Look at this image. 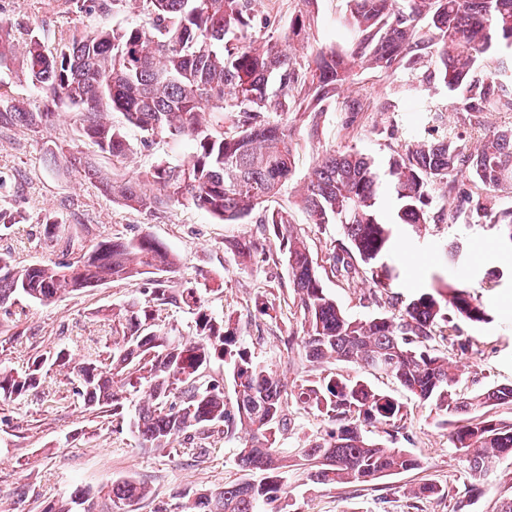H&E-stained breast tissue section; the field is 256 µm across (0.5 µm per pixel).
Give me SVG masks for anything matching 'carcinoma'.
Segmentation results:
<instances>
[{
  "label": "carcinoma",
  "instance_id": "1",
  "mask_svg": "<svg viewBox=\"0 0 512 512\" xmlns=\"http://www.w3.org/2000/svg\"><path fill=\"white\" fill-rule=\"evenodd\" d=\"M140 2L145 24L102 28L53 49L36 34L18 49L0 27V68L21 60L32 84L49 94L52 105L76 112L80 136L98 154L119 158L129 150L108 120L111 112L121 113L150 138L192 142L193 151L182 163H157L129 179L112 177L94 157L69 159L102 195L131 209L187 201L228 223L249 216L289 180L297 151L293 123H308L315 135L326 105L363 111L359 100L344 95L358 69L394 74L434 52L431 75L448 92H464L469 117L491 109L512 112V81L505 84L500 78L504 61L477 74L485 59L512 48V0H348L347 22L357 33L356 43L345 53L322 52L307 64L269 40L247 37L250 30L271 25L270 16L253 12L252 0ZM52 117L51 112L0 104V128L43 126ZM388 175L398 202L396 219L390 221L380 209L383 181L375 160L352 148L325 153L301 196L310 223L334 224L348 241L332 252L331 273L354 278L369 271L374 302L398 278L397 268L384 261L395 236L428 222L435 185L452 194V220L489 223L497 229L499 244L512 250V206L497 209L458 189L461 178L489 191L512 185V124L485 135L473 152L448 136L414 142L392 155ZM259 224L282 247L302 317L303 336L298 341L288 337L287 354L297 346L312 364L343 361L383 373L445 414L512 405V385L458 395L448 357L433 348L436 339L456 330V319L490 320L488 307L469 285L444 284L435 274V286L398 312L353 318L325 292L306 239L288 212L267 209ZM446 257L464 265L463 240L450 241ZM173 266L167 247L148 233L103 239L58 262L20 265L0 254V307L20 297L49 305L63 292L154 274L151 301L192 311L195 338L176 341L156 328L151 305L132 302L112 312L122 344L107 357L73 364L62 348L54 359L60 369L76 374L75 396L87 410L108 409L112 417H121L123 394L147 387L149 398L134 426L151 448H172L178 439L191 441L216 425L230 436L243 427L249 430L236 454L245 478L194 494L182 512H290L286 488L293 467L317 487L371 483L421 468V461L405 449L384 446L365 430L402 420V404L360 378L341 379L332 372L300 386L295 395L303 408L326 417L331 428L293 455L278 447L279 435L291 424L288 391L272 368L240 345L232 317L208 313L195 288L167 287L163 275ZM214 358L230 359L231 410L219 382L201 381ZM44 365L40 355L22 372L0 365V400L36 390ZM450 437L474 478L488 459L512 455V423L490 416L457 421ZM110 494L119 509L148 497L149 489L125 478L112 482ZM410 494L444 498L448 489L421 482ZM89 500L90 492L76 490L46 512H89Z\"/></svg>",
  "mask_w": 512,
  "mask_h": 512
}]
</instances>
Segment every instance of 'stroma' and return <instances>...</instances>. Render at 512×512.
<instances>
[{
	"mask_svg": "<svg viewBox=\"0 0 512 512\" xmlns=\"http://www.w3.org/2000/svg\"><path fill=\"white\" fill-rule=\"evenodd\" d=\"M298 8V0H255L257 14L271 15L275 24L252 30V37L273 38L280 47H291L301 61L313 59L322 50L343 52L351 46L354 34L346 22L347 0H315L305 41L292 45L288 22ZM144 21L143 10L134 0L83 12L68 9L65 0H0V24L8 26L15 41L38 33L52 47L75 34ZM0 91L29 111L44 109L45 92L31 83L20 65L0 70ZM347 93L360 99L363 112L351 114L328 105L314 139L304 123H296L293 136L298 148L292 177L267 206L288 211L292 224L307 240L326 292L348 315L365 318L380 311L370 299L369 275L350 280L332 276L329 257L343 237L335 225L310 224L301 203L300 193L312 166L327 151L353 147L372 155L384 170L405 144L443 134L460 137L462 147L470 150L486 134L511 122L512 115L485 112L478 120H468L464 111L452 109L454 97L443 83L423 79L413 70L392 75L357 70ZM112 123L130 145L125 158L100 161L115 178L159 162L182 163L192 150L184 138L146 139L121 113H113ZM78 129L74 114L63 106L52 127L0 129V212L8 220L7 226L0 227V253L23 264L47 263L61 259L64 250L76 254L104 238L150 233L176 261L168 275L172 285L198 289L213 316L234 317L242 345L256 361L275 370L288 390L332 372L340 378L363 377L373 390L403 404L399 426L378 424L369 435L407 450L421 460V469L371 485L334 488L311 486L298 473H291L288 498L293 512H454L457 494L468 489L474 501L470 512H497L501 501L512 498V458L491 459L481 477L472 478L449 440L451 425L393 378L363 374L344 362L321 366L307 362L301 354L287 357L284 341L301 335V315L279 242L263 232L260 211L227 224L186 201L149 212L108 200L65 163L67 157L94 151ZM52 221L63 224L64 235L49 242L43 226ZM454 237L464 239L470 268L481 272L495 268L502 278L492 287L474 290L489 308L490 321L459 322L457 337L437 340L434 347L447 355L458 374L459 393L512 385V255L498 247L495 227L446 219L425 224L420 234L405 235L396 254L402 275L392 291L404 305L429 287L432 275H441L447 282L465 281V270L446 267L444 262L443 246ZM248 240L255 256L245 264L231 244ZM152 288V278L146 275L65 294L49 305L22 298L9 310L0 309V364L21 371L31 357L48 360L39 394L0 402V512H43L77 488L90 491L94 512H113L110 487L114 480L127 477L143 481L150 489L149 497L130 505L129 512H154L161 504L169 512H181L187 494L242 479L236 452L245 431L230 437L218 430L206 433L195 439L191 451L145 447L131 422L147 390L127 392L125 415L114 420L81 407L73 394L76 379L50 363L62 347L80 360L110 350L112 324L104 320V313L148 301ZM261 293L280 302L277 319L256 308L255 298ZM464 341L469 349H461ZM423 481L447 487L448 497L407 498V489Z\"/></svg>",
	"mask_w": 512,
	"mask_h": 512,
	"instance_id": "obj_1",
	"label": "stroma"
}]
</instances>
